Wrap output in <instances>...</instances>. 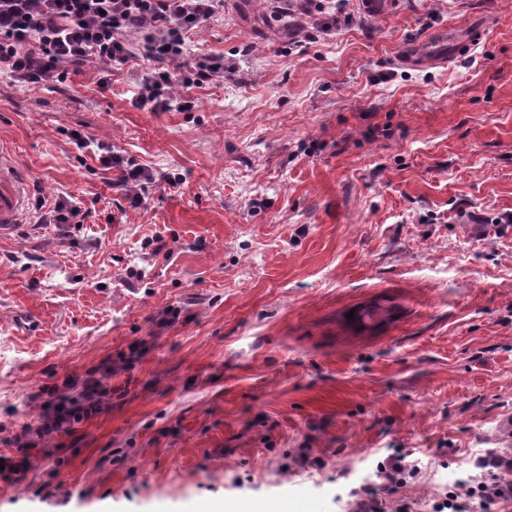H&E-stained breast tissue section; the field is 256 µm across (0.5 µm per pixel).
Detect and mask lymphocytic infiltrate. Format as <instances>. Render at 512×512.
<instances>
[{"mask_svg":"<svg viewBox=\"0 0 512 512\" xmlns=\"http://www.w3.org/2000/svg\"><path fill=\"white\" fill-rule=\"evenodd\" d=\"M223 7L224 0H0V67L40 84L57 77L64 64L96 58L118 70L139 55L150 64L141 82V104L167 109L174 101V83L199 87L223 76V58L193 57L186 42L188 31ZM130 32L141 34V52L127 40ZM100 161L121 168L124 183L132 187L128 203L142 206L145 188L155 181L153 172L116 154ZM81 387L76 397L49 389L45 412L16 436L17 446L25 451L41 447L95 416L109 389L92 374Z\"/></svg>","mask_w":512,"mask_h":512,"instance_id":"f902f5d3","label":"lymphocytic infiltrate"}]
</instances>
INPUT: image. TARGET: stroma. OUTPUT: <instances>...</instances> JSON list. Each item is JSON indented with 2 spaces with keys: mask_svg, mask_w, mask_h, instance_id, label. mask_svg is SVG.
<instances>
[{
  "mask_svg": "<svg viewBox=\"0 0 512 512\" xmlns=\"http://www.w3.org/2000/svg\"><path fill=\"white\" fill-rule=\"evenodd\" d=\"M224 0L189 33L224 78L138 98L142 69L0 75V152L26 186L0 236V457L96 370L99 414L0 477V512H432L512 448V0H392L297 30ZM474 49L406 58L442 28ZM179 173L145 206L71 132ZM89 209L59 234V200ZM162 237L153 255L145 238ZM140 353L130 357L131 344Z\"/></svg>",
  "mask_w": 512,
  "mask_h": 512,
  "instance_id": "1",
  "label": "stroma"
}]
</instances>
